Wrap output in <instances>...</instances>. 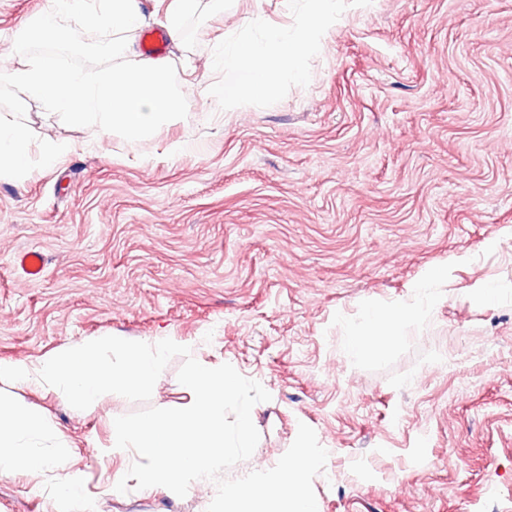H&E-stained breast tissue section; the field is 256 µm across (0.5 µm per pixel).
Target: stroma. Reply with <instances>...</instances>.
Listing matches in <instances>:
<instances>
[{"label":"stroma","mask_w":512,"mask_h":512,"mask_svg":"<svg viewBox=\"0 0 512 512\" xmlns=\"http://www.w3.org/2000/svg\"><path fill=\"white\" fill-rule=\"evenodd\" d=\"M47 0H0V66ZM306 0H198L165 57L188 114L138 142L31 107L24 120L70 152L26 179L0 176V361L97 336H167L231 364L271 399L260 440L227 470L274 467L299 424L329 456L321 512H512V0H340L307 82L282 78L239 112L206 102L213 55L255 19L295 29ZM184 142L179 154L168 145ZM36 250L44 274L16 266ZM434 304L379 355L346 353L373 305ZM501 287L494 304L474 282ZM173 358L148 404L188 402ZM50 414L101 512H206L127 488L113 418L141 403L72 408L50 388L0 381ZM54 476H0V512H56Z\"/></svg>","instance_id":"1"}]
</instances>
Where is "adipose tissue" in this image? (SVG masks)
Listing matches in <instances>:
<instances>
[{"mask_svg":"<svg viewBox=\"0 0 512 512\" xmlns=\"http://www.w3.org/2000/svg\"><path fill=\"white\" fill-rule=\"evenodd\" d=\"M337 2L310 0L302 31L297 36H289L286 29L262 24L258 36L243 35L224 43L215 58L224 70V80L218 85L204 86L205 100L221 111L234 112L253 96L268 92L282 76L298 82L305 80L306 61L319 50L320 31L335 23ZM414 311V306L404 304L371 308L363 327L350 337L348 354L357 357L383 352L391 341L403 337ZM57 435L49 417L0 398V474L39 477L51 466L53 458L71 453L63 444L56 446L51 457L39 450L38 439Z\"/></svg>","mask_w":512,"mask_h":512,"instance_id":"1","label":"adipose tissue"}]
</instances>
